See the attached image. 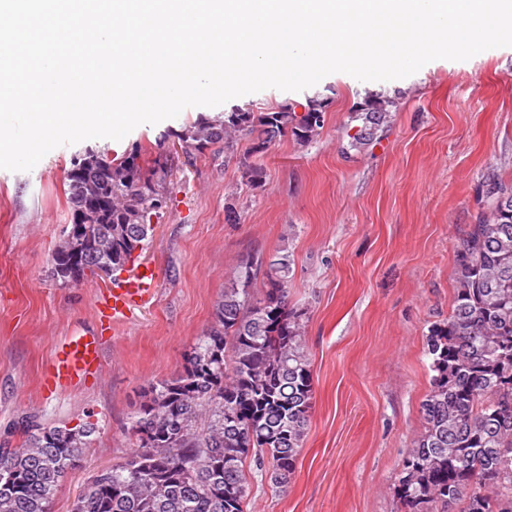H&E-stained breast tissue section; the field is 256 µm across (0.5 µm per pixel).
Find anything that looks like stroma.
Returning a JSON list of instances; mask_svg holds the SVG:
<instances>
[{
	"instance_id": "obj_1",
	"label": "stroma",
	"mask_w": 512,
	"mask_h": 512,
	"mask_svg": "<svg viewBox=\"0 0 512 512\" xmlns=\"http://www.w3.org/2000/svg\"><path fill=\"white\" fill-rule=\"evenodd\" d=\"M369 92L399 94V104L381 141L356 150L347 126ZM314 96L327 101L320 135L305 144L288 135L254 156L258 186L242 177L248 137L228 155L162 136L202 112H300ZM104 145L116 158L141 148L165 167L168 205L135 260L154 270L157 288L105 334L100 378L63 390L46 389L43 371L58 344L98 326L97 299L112 287L92 275L63 287L49 275L69 229L66 175L79 147L59 146L28 172L0 170V441L19 443L13 427L26 417L72 427L91 413L102 424L51 512H69L94 468L130 453L125 427L142 390L179 373L240 258L283 250L312 409L287 486L252 488L246 512H404L394 487L425 427L424 339L452 310L456 247L483 210L482 181L512 182V47L435 60L392 81L337 72L300 92L268 88Z\"/></svg>"
}]
</instances>
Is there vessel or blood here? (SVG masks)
<instances>
[{
    "label": "vessel or blood",
    "mask_w": 512,
    "mask_h": 512,
    "mask_svg": "<svg viewBox=\"0 0 512 512\" xmlns=\"http://www.w3.org/2000/svg\"><path fill=\"white\" fill-rule=\"evenodd\" d=\"M157 281L151 269H143L135 278L116 282L98 301L100 323H115L127 317L137 303L154 291ZM101 333H84L63 343L57 350L43 379L48 389H64L95 375L102 364Z\"/></svg>",
    "instance_id": "vessel-or-blood-1"
}]
</instances>
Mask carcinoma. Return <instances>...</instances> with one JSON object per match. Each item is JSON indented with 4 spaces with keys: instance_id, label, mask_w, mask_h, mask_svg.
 Instances as JSON below:
<instances>
[{
    "instance_id": "carcinoma-1",
    "label": "carcinoma",
    "mask_w": 512,
    "mask_h": 512,
    "mask_svg": "<svg viewBox=\"0 0 512 512\" xmlns=\"http://www.w3.org/2000/svg\"><path fill=\"white\" fill-rule=\"evenodd\" d=\"M325 107L312 97L301 113L201 114L177 138L196 151L219 143L228 150L245 133L249 156L288 133L310 141L324 126ZM394 107V97L366 95L352 112L350 146L378 142ZM109 158L87 147L67 172L71 218L84 214V241L75 261L68 233L54 252L50 277L62 286H79L101 265L124 270L163 213L154 201L167 199L164 167L145 168L138 149L110 167ZM481 194L488 213L457 246L452 311L426 335L433 372L421 402L426 426L399 463L395 487L407 512H512V184L488 177ZM291 272L287 252L241 259L181 371L144 392L128 427L134 450L96 471L71 512H245L253 484H288L313 398L301 313L288 303ZM99 429L88 420L32 422L20 445L3 441L0 512H50Z\"/></svg>"
}]
</instances>
